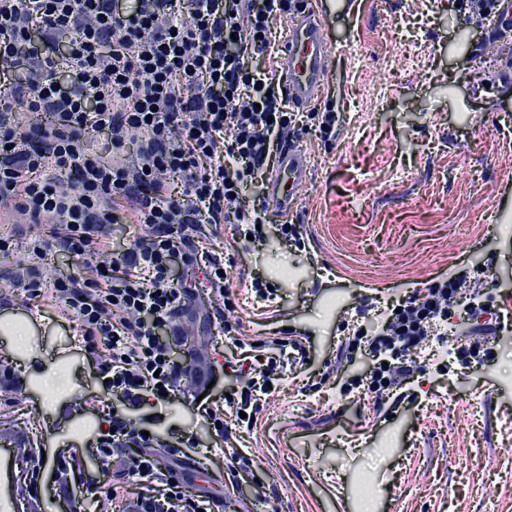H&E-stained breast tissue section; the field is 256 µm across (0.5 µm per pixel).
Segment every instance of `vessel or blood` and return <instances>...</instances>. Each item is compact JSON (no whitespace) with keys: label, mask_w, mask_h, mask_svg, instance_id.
Masks as SVG:
<instances>
[{"label":"vessel or blood","mask_w":512,"mask_h":512,"mask_svg":"<svg viewBox=\"0 0 512 512\" xmlns=\"http://www.w3.org/2000/svg\"><path fill=\"white\" fill-rule=\"evenodd\" d=\"M332 52L326 21L313 8H305L291 17L278 70V79L290 103L304 107L319 98L326 61ZM307 170V159L301 151H282L270 179L268 204L273 212L297 211V191L306 181ZM59 466V461L44 457L41 449L36 448L25 426L12 424L0 429V512H42L48 501L54 503L57 512H73L74 503L60 496L57 487L42 494L17 492L22 469L54 472Z\"/></svg>","instance_id":"obj_1"}]
</instances>
